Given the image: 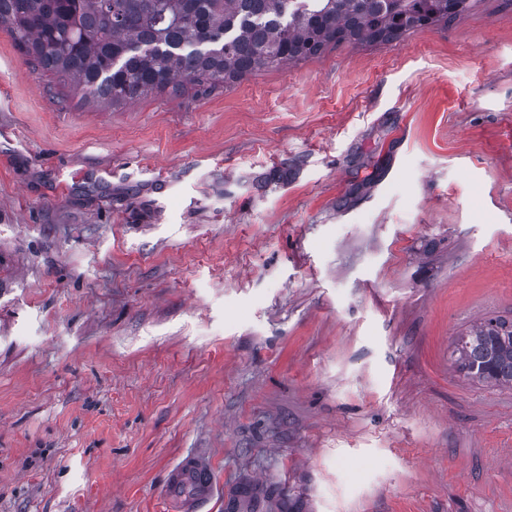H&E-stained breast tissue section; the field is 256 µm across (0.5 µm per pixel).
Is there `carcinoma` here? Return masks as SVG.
Here are the masks:
<instances>
[{
  "label": "carcinoma",
  "instance_id": "1",
  "mask_svg": "<svg viewBox=\"0 0 512 512\" xmlns=\"http://www.w3.org/2000/svg\"><path fill=\"white\" fill-rule=\"evenodd\" d=\"M468 9L469 0H0V28L26 64L107 108L226 86L330 44H387ZM454 353L467 377L512 387V322L471 327Z\"/></svg>",
  "mask_w": 512,
  "mask_h": 512
}]
</instances>
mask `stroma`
I'll list each match as a JSON object with an SVG mask.
<instances>
[{
    "instance_id": "stroma-1",
    "label": "stroma",
    "mask_w": 512,
    "mask_h": 512,
    "mask_svg": "<svg viewBox=\"0 0 512 512\" xmlns=\"http://www.w3.org/2000/svg\"><path fill=\"white\" fill-rule=\"evenodd\" d=\"M99 110L0 31V512H512V0ZM459 369L480 383L512 387V322L489 318L455 341ZM218 492L215 468L198 452L182 455L167 471L164 497L169 512H210Z\"/></svg>"
}]
</instances>
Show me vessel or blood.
<instances>
[{"label": "vessel or blood", "mask_w": 512, "mask_h": 512, "mask_svg": "<svg viewBox=\"0 0 512 512\" xmlns=\"http://www.w3.org/2000/svg\"><path fill=\"white\" fill-rule=\"evenodd\" d=\"M218 492L212 462L195 451L182 455L168 470L164 481L169 512H210Z\"/></svg>", "instance_id": "1"}]
</instances>
